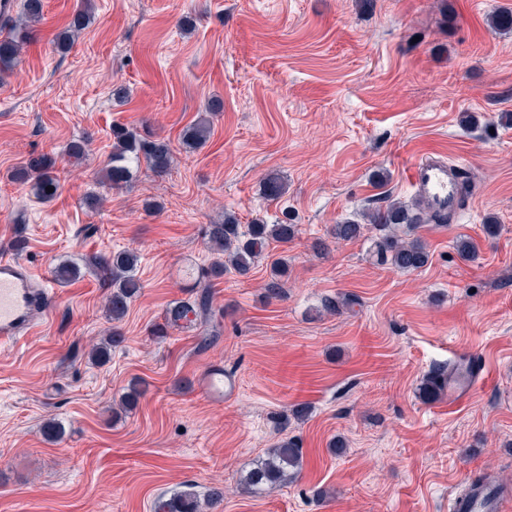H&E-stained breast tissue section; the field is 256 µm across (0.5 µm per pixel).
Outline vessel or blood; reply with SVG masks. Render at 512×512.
Here are the masks:
<instances>
[{"instance_id":"b4317fda","label":"vessel or blood","mask_w":512,"mask_h":512,"mask_svg":"<svg viewBox=\"0 0 512 512\" xmlns=\"http://www.w3.org/2000/svg\"><path fill=\"white\" fill-rule=\"evenodd\" d=\"M465 169L430 153L414 161L408 171L413 192L428 210L457 216L464 208ZM47 275L21 260L0 257V343L11 344L32 332L52 295ZM508 503L486 489L466 490L449 504L450 512H506Z\"/></svg>"}]
</instances>
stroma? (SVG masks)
I'll use <instances>...</instances> for the list:
<instances>
[{
    "label": "stroma",
    "mask_w": 512,
    "mask_h": 512,
    "mask_svg": "<svg viewBox=\"0 0 512 512\" xmlns=\"http://www.w3.org/2000/svg\"><path fill=\"white\" fill-rule=\"evenodd\" d=\"M93 3L62 53L53 39L80 0H45L18 65L0 74V255L49 272L130 249L143 290L104 364L88 358L110 327L91 272L51 282L34 334L0 345V512H154L184 482L223 488L211 512H448L477 472L512 491V126L498 120L512 113V31L489 24L512 0ZM214 99L222 111L208 112ZM465 112L478 125H462ZM203 116L207 143L186 149L184 129ZM116 123L169 143V172L99 186ZM81 137L90 155L77 163L66 150ZM430 151L465 162L471 191L462 221L419 228L424 268L377 267L362 241L312 251L337 221L412 201L407 170ZM33 154L56 162L59 193L45 204L9 178ZM270 177L285 187L274 201ZM228 212L299 224L273 246L291 264L282 295L268 297L265 266L228 273L210 323L157 335L170 304L192 299L193 273L210 263L206 229ZM462 238L477 260L460 259ZM344 295L358 297L356 314L321 312ZM468 360L471 391L419 399L433 367ZM216 366L232 383L220 402L203 387ZM135 378L145 394L113 415ZM300 403L306 419L288 421ZM50 421L63 428L54 442ZM283 424L303 440L300 477L241 494L240 475Z\"/></svg>",
    "instance_id": "1"
}]
</instances>
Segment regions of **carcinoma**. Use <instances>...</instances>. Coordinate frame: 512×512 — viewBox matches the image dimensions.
<instances>
[{
	"label": "carcinoma",
	"instance_id": "obj_1",
	"mask_svg": "<svg viewBox=\"0 0 512 512\" xmlns=\"http://www.w3.org/2000/svg\"><path fill=\"white\" fill-rule=\"evenodd\" d=\"M89 2L77 10L68 26L56 37V48L65 52L70 48L74 35L85 29L91 20ZM44 15V0H24L17 16L0 15V72L12 69L18 62L21 50L32 35V27ZM210 135V127L204 120L187 127L182 143L189 149L202 146ZM112 151L102 170L101 179L111 188L126 183L132 176V166L145 162L157 174L171 166L172 152L165 141L155 140L134 127L117 124L112 126ZM86 138L75 139L67 146L69 157L76 161L86 159L89 153ZM10 179L26 185L36 199L50 201L58 193L60 184L55 170V160L45 154L29 157L13 169ZM52 191H46V188ZM434 216L424 214L416 204L392 200L384 206L374 207L363 214V221L343 220L334 224L330 237L337 242L365 239L369 242L368 259L375 265L399 271L412 272L425 267L429 254L423 242L414 236L421 224H435ZM299 235V225L291 223L290 216L276 224L258 220L242 228L233 213H224V223L208 226L206 236L211 250L217 257L207 268L206 278L219 279L230 271L247 277L262 260L267 261L270 280L268 293L277 296L288 277V256L270 254L272 243L286 244ZM139 256L133 250L114 252L109 256H95L89 261L94 273L110 288L106 297L105 313L108 320L118 323L129 310L130 304L143 288L137 276ZM54 276L60 282L72 281L82 276L81 268L74 261H64L54 268ZM196 298L192 301L173 303L165 313V324L178 326L180 322L192 324L208 322L212 312L211 285L197 279ZM123 342L122 332L114 327L90 357L100 363L110 359L112 348ZM448 389V368L438 366L428 371L419 385L420 397L432 402L443 396ZM304 453L296 436H284L267 450L264 457L244 472L239 479L241 489L253 496H260L296 478L302 470ZM224 499V489L210 487L204 492L187 483L163 495L155 506V512H206V509Z\"/></svg>",
	"mask_w": 512,
	"mask_h": 512
}]
</instances>
